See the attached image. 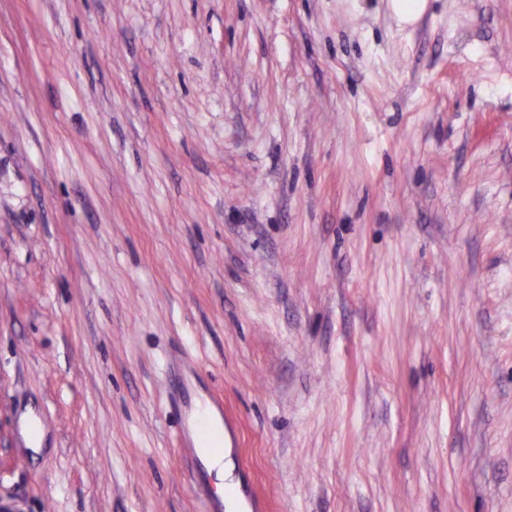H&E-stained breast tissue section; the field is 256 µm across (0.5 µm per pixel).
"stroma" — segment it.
<instances>
[{"instance_id":"obj_1","label":"stroma","mask_w":512,"mask_h":512,"mask_svg":"<svg viewBox=\"0 0 512 512\" xmlns=\"http://www.w3.org/2000/svg\"><path fill=\"white\" fill-rule=\"evenodd\" d=\"M512 512V0H0V506ZM182 385L184 393L187 397V402L184 403L182 410V424H181V443L190 446L193 453V460L201 462L200 451L203 448L195 447L196 442L203 445L207 444L209 438V429L205 427L199 417V410L197 401L199 394L193 387L191 379L185 374H181ZM224 452L217 457L207 458V468L211 477L215 479L218 494H224V477L231 476L233 464L231 460L224 461Z\"/></svg>"}]
</instances>
